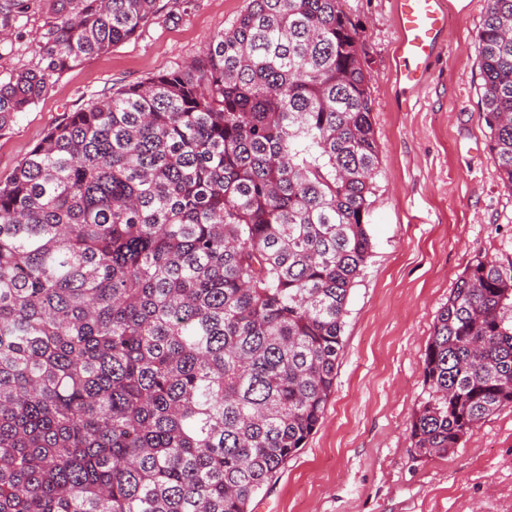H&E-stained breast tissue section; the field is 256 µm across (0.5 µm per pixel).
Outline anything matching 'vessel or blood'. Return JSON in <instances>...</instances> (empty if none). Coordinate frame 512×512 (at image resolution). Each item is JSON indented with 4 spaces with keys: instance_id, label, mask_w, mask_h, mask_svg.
Instances as JSON below:
<instances>
[{
    "instance_id": "1",
    "label": "vessel or blood",
    "mask_w": 512,
    "mask_h": 512,
    "mask_svg": "<svg viewBox=\"0 0 512 512\" xmlns=\"http://www.w3.org/2000/svg\"><path fill=\"white\" fill-rule=\"evenodd\" d=\"M399 38L395 48V73L410 88L421 86L427 65L448 28L445 0H396Z\"/></svg>"
}]
</instances>
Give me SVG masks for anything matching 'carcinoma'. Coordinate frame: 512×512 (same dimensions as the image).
<instances>
[{
    "label": "carcinoma",
    "mask_w": 512,
    "mask_h": 512,
    "mask_svg": "<svg viewBox=\"0 0 512 512\" xmlns=\"http://www.w3.org/2000/svg\"><path fill=\"white\" fill-rule=\"evenodd\" d=\"M159 0H0V126ZM340 0H251L188 65L69 113L0 184V512H249L336 382L379 145ZM512 192V0L478 32ZM411 437L446 455L512 405V275L474 256L422 355ZM43 21L34 16L22 28V37H14L12 43L2 45L0 51V73L28 64L33 59V49L38 39V32Z\"/></svg>",
    "instance_id": "cac0c4a2"
}]
</instances>
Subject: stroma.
Wrapping results in <instances>:
<instances>
[{"label": "stroma", "instance_id": "stroma-1", "mask_svg": "<svg viewBox=\"0 0 512 512\" xmlns=\"http://www.w3.org/2000/svg\"><path fill=\"white\" fill-rule=\"evenodd\" d=\"M249 0H159L154 22L65 73L0 127V180L67 113L200 54ZM363 29L380 149L366 218L372 252L352 288L336 385L324 419L253 499L252 512H512V407L445 456L422 455L411 425L425 398L422 354L468 261L512 274V193L479 112L476 36L485 0H449L448 34L424 84L393 70V0H341ZM43 21L0 46V73L30 63Z\"/></svg>", "mask_w": 512, "mask_h": 512}]
</instances>
